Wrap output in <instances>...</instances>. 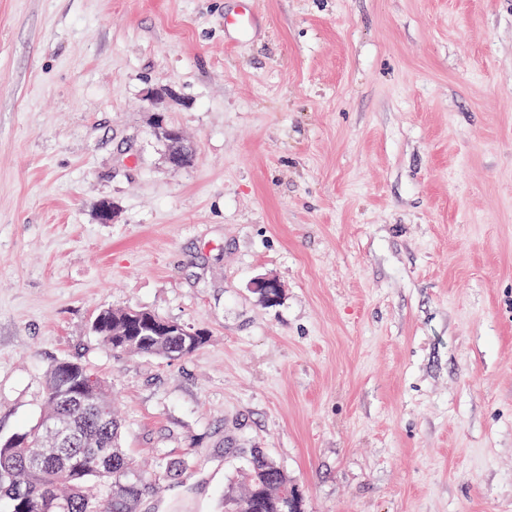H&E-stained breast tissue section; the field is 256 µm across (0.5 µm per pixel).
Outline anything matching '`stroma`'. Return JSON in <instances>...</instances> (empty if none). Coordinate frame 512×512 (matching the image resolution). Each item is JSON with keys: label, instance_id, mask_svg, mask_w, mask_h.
I'll use <instances>...</instances> for the list:
<instances>
[{"label": "stroma", "instance_id": "35a3bbf8", "mask_svg": "<svg viewBox=\"0 0 512 512\" xmlns=\"http://www.w3.org/2000/svg\"><path fill=\"white\" fill-rule=\"evenodd\" d=\"M236 6L0 0V438L68 359L132 460L194 454L138 512H219L245 448L306 512H512V0ZM107 307L210 340L116 354ZM241 6L232 15L224 17V26L234 28L239 34H248L254 24L253 12L246 0H238ZM154 116L155 117H154L153 128H154L155 134L165 142H167V141L172 142V143H170L171 148L169 151H167V154L165 157L166 161L171 167L178 168L176 155L172 151V146H174L176 143L182 141L181 132L178 130L171 129L168 126L167 122L165 121L164 116H162L161 114L155 113Z\"/></svg>", "mask_w": 512, "mask_h": 512}]
</instances>
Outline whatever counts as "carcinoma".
<instances>
[{
  "mask_svg": "<svg viewBox=\"0 0 512 512\" xmlns=\"http://www.w3.org/2000/svg\"><path fill=\"white\" fill-rule=\"evenodd\" d=\"M126 309L105 308L94 317L95 335L116 354L151 353L182 358L207 343L201 336H186L177 342L175 332L164 328L178 324L152 311L139 310L138 332L119 336ZM89 369L74 361L53 364L44 384L45 413L58 412L68 417L78 442L64 453H44L41 464L22 468V458L43 446L42 431L35 424L0 439V512H48L47 494L70 501L71 512H137L142 499L161 481L182 478L194 458L159 460L150 473L141 472L121 445L122 419L112 412V391L104 380L90 387ZM107 448L115 464L107 471L99 449ZM248 488L224 494V512H289L285 502L293 499L299 512L303 500L288 474L263 450L248 448Z\"/></svg>",
  "mask_w": 512,
  "mask_h": 512,
  "instance_id": "1",
  "label": "carcinoma"
}]
</instances>
